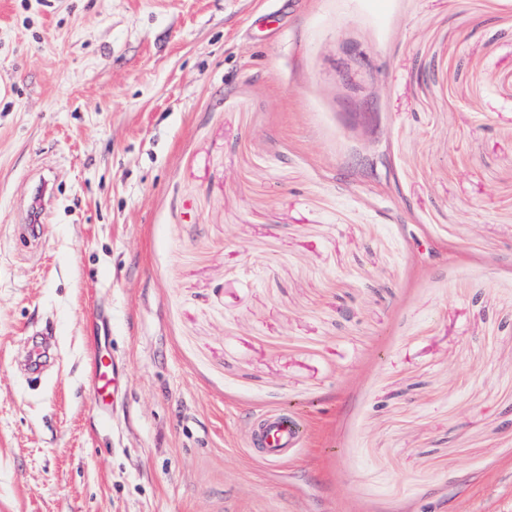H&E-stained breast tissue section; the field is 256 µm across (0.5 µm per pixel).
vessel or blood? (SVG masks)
Listing matches in <instances>:
<instances>
[{
	"mask_svg": "<svg viewBox=\"0 0 512 512\" xmlns=\"http://www.w3.org/2000/svg\"><path fill=\"white\" fill-rule=\"evenodd\" d=\"M29 378L32 384L42 381L48 365V350L43 345H33L28 356ZM96 399L108 403L116 383V370L110 357L99 354L94 358ZM307 439L303 418L285 408L266 409L257 414L247 435L246 445L255 459L270 465L288 463L302 448Z\"/></svg>",
	"mask_w": 512,
	"mask_h": 512,
	"instance_id": "b4317fda",
	"label": "vessel or blood"
}]
</instances>
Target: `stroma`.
<instances>
[{
	"instance_id": "stroma-1",
	"label": "stroma",
	"mask_w": 512,
	"mask_h": 512,
	"mask_svg": "<svg viewBox=\"0 0 512 512\" xmlns=\"http://www.w3.org/2000/svg\"><path fill=\"white\" fill-rule=\"evenodd\" d=\"M0 512H512V0H0ZM49 183L50 180L47 179L46 176L42 174L39 176L38 180L35 182L32 188V193L27 208V224L24 225V228L28 235V239L33 246L36 244L37 241L38 226L36 224H30L31 213L33 209H37L40 212V216H43L46 208V197L49 190ZM29 378L32 384L42 382L43 373L48 365V350L44 345L33 344L28 356ZM94 375L96 399L99 403L107 404L116 383V370L112 365V359L107 355H96L94 358ZM306 439L307 427L298 413L287 408H274L256 415L246 445L258 461L269 466H282L304 447Z\"/></svg>"
}]
</instances>
